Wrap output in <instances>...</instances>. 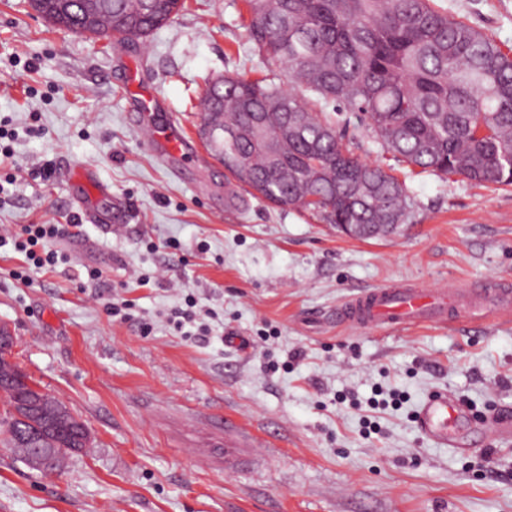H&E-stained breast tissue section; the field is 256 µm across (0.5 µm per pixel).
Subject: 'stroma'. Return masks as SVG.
<instances>
[{
    "mask_svg": "<svg viewBox=\"0 0 512 512\" xmlns=\"http://www.w3.org/2000/svg\"><path fill=\"white\" fill-rule=\"evenodd\" d=\"M437 2L512 48V0ZM244 11L243 0H185L166 26L119 42L0 0V117L19 166L0 193V234L70 224L75 166L110 187L101 209L128 211L112 232L87 223L60 240L69 264L30 269L25 284L12 276L24 256L0 248L13 361L90 436L87 452L46 474L0 432V512H512V436L454 451L414 422L436 392L512 416V321L479 311L403 331L336 322L337 306L392 281L512 285V187L412 172L315 95L354 156L405 182L397 233L347 237L252 197L223 166L181 179L141 146L128 75L149 80L195 146L211 80L283 75L248 41ZM34 121L41 136L26 133ZM46 162L50 180L29 176ZM190 294L210 327L202 340L169 321ZM113 297L132 302L129 319L107 314ZM379 392L398 404L372 406ZM228 416L269 447L225 448Z\"/></svg>",
    "mask_w": 512,
    "mask_h": 512,
    "instance_id": "stroma-1",
    "label": "stroma"
}]
</instances>
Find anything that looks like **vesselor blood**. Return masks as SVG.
<instances>
[{
	"label": "vessel or blood",
	"instance_id": "1",
	"mask_svg": "<svg viewBox=\"0 0 512 512\" xmlns=\"http://www.w3.org/2000/svg\"><path fill=\"white\" fill-rule=\"evenodd\" d=\"M153 92L142 91L130 102L128 118L141 134L143 145L157 157L173 161L179 169L209 166L210 160L191 148L189 140L174 125L167 122L157 106ZM82 192L77 202L79 219H87L95 210L94 199L108 195L91 169L82 168L74 174ZM472 300L488 298L496 316L512 320V286L460 290L448 282L429 292L398 281L354 296L336 310V321L350 326H380L401 331L423 323H443L448 319V300L458 295ZM417 423L422 434L435 444L451 448L469 445L470 435L498 433L512 435V426L503 418L492 415L476 417L465 411L453 397L445 393L431 394L418 408Z\"/></svg>",
	"mask_w": 512,
	"mask_h": 512
}]
</instances>
